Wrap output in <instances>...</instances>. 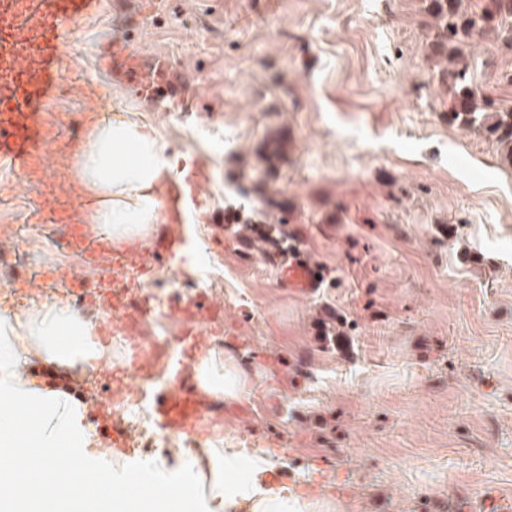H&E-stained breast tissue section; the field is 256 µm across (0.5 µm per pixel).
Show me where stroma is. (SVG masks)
Instances as JSON below:
<instances>
[{
  "instance_id": "1",
  "label": "stroma",
  "mask_w": 512,
  "mask_h": 512,
  "mask_svg": "<svg viewBox=\"0 0 512 512\" xmlns=\"http://www.w3.org/2000/svg\"><path fill=\"white\" fill-rule=\"evenodd\" d=\"M101 0L71 23L64 82L46 106L56 137L42 166L0 162V297L13 282L32 300L84 274L53 209L80 211L69 125L99 108L154 130L173 166L207 159L204 209L181 231L190 264L143 273L132 296L205 294L218 324L199 340L216 365L232 358L235 396L185 380L203 400L197 445L234 448L219 461L234 486L256 468L341 499L345 512H506L512 506V160L485 128L455 119L430 47L432 0ZM172 66L164 102L102 65L112 42ZM478 97L512 109V46L490 29L470 47ZM304 245L322 288H287L266 254ZM78 315L102 331L109 363L78 389L104 446L120 413L115 375L127 351L101 309ZM191 454L155 425L134 454L112 453V483L176 480Z\"/></svg>"
}]
</instances>
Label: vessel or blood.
Returning <instances> with one entry per match:
<instances>
[{
	"instance_id": "b4317fda",
	"label": "vessel or blood",
	"mask_w": 512,
	"mask_h": 512,
	"mask_svg": "<svg viewBox=\"0 0 512 512\" xmlns=\"http://www.w3.org/2000/svg\"><path fill=\"white\" fill-rule=\"evenodd\" d=\"M98 0H0V160L25 166L40 159L49 141L44 108L59 88L63 73L58 64L69 25L88 17ZM112 67L133 83H141L145 65L124 44L112 48ZM207 177L205 161H195L173 176L161 195L164 213L172 223H182L186 214L199 211L204 201L199 187ZM57 221L66 244L78 250L92 265L99 264L108 247L87 242L69 210H59ZM283 283L297 291L311 292L322 286L324 276L297 245L273 252ZM170 314L188 318L209 312L201 296L171 299ZM197 332L183 330L177 343L183 359L170 362L173 376L187 368L186 358L196 346ZM154 421L167 434L189 436L204 414L195 392L183 386L159 390L154 396Z\"/></svg>"
}]
</instances>
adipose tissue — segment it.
I'll use <instances>...</instances> for the list:
<instances>
[{
	"mask_svg": "<svg viewBox=\"0 0 512 512\" xmlns=\"http://www.w3.org/2000/svg\"><path fill=\"white\" fill-rule=\"evenodd\" d=\"M72 187L82 199V223L95 236L122 245L145 237L163 223L159 193L170 176V163L159 139L123 115L90 111L86 136L73 152ZM105 351L96 325L83 321L57 300L23 314L0 312V448L15 462L0 481V512H15L17 499L81 496L65 471L92 470L105 451L86 421L87 410L68 391L29 377L37 360L84 378L98 371ZM42 449L41 477L30 481L24 463L30 449ZM236 449H202L186 460L178 484L149 487V497L178 503L185 489L203 482L223 483L215 470L218 456L233 458ZM212 503L223 512H344L341 501L322 507L320 495L283 496L268 487L217 494Z\"/></svg>",
	"mask_w": 512,
	"mask_h": 512,
	"instance_id": "adipose-tissue-1",
	"label": "adipose tissue"
}]
</instances>
